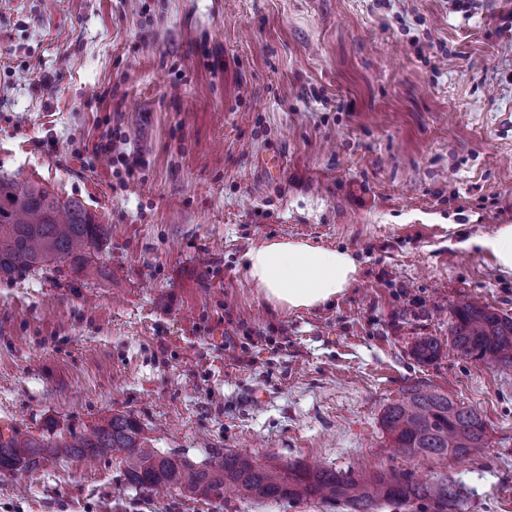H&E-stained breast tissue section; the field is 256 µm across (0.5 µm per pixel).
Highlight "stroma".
Returning a JSON list of instances; mask_svg holds the SVG:
<instances>
[{"label": "stroma", "mask_w": 512, "mask_h": 512, "mask_svg": "<svg viewBox=\"0 0 512 512\" xmlns=\"http://www.w3.org/2000/svg\"><path fill=\"white\" fill-rule=\"evenodd\" d=\"M108 130L130 173L88 165ZM17 173L109 238L98 276L0 281V427L67 440L122 414L196 468L409 471L453 480L459 512H512V370L446 345L458 304L512 317V277L466 245L512 224V0H0ZM268 239L348 250L358 279L271 310L243 261ZM414 387L481 415V455L391 451L382 414ZM124 469L49 456L0 474V512H340L148 495Z\"/></svg>", "instance_id": "obj_1"}]
</instances>
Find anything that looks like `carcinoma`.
Returning <instances> with one entry per match:
<instances>
[{
  "label": "carcinoma",
  "mask_w": 512,
  "mask_h": 512,
  "mask_svg": "<svg viewBox=\"0 0 512 512\" xmlns=\"http://www.w3.org/2000/svg\"><path fill=\"white\" fill-rule=\"evenodd\" d=\"M108 235V227L76 199L63 200L48 189L12 177H0V279L37 272L50 264H66L82 273L93 270ZM451 346L458 355L496 367L512 368V317L470 301L457 306ZM434 337L416 342L413 355L421 362L440 355ZM382 425L392 447L413 456L440 458L477 455L487 445L486 424L475 410L447 396L422 388L386 407ZM96 457L118 454L125 461L129 485L153 492L176 487L190 493L224 495L233 486L246 500L317 497L346 512H371L381 502H417L428 512H457L462 491L451 482L423 483L410 472H336L303 463L275 467L238 454L216 457L204 469H194L176 456L144 447L138 423L117 415L105 424L56 441L43 436L0 434V474L16 476L38 468L48 455Z\"/></svg>",
  "instance_id": "obj_1"
}]
</instances>
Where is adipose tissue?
Returning <instances> with one entry per match:
<instances>
[{"instance_id":"obj_1","label":"adipose tissue","mask_w":512,"mask_h":512,"mask_svg":"<svg viewBox=\"0 0 512 512\" xmlns=\"http://www.w3.org/2000/svg\"><path fill=\"white\" fill-rule=\"evenodd\" d=\"M468 245L489 254L502 273L512 274V224L472 237ZM244 260L257 295L277 311L331 303L351 288L358 274L350 252L304 241H265Z\"/></svg>"}]
</instances>
